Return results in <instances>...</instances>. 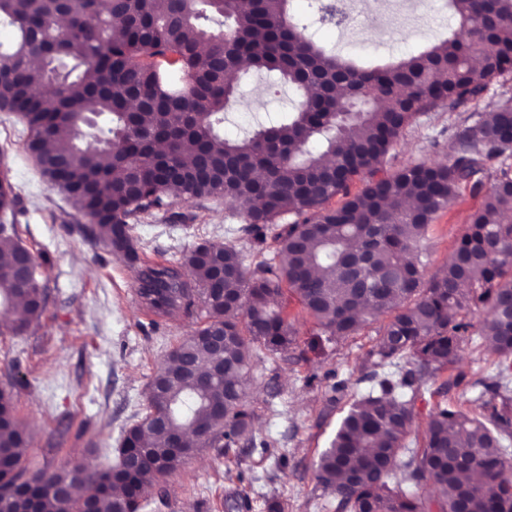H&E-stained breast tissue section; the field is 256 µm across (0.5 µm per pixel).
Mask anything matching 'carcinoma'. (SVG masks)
<instances>
[{
	"mask_svg": "<svg viewBox=\"0 0 512 512\" xmlns=\"http://www.w3.org/2000/svg\"><path fill=\"white\" fill-rule=\"evenodd\" d=\"M458 30L429 49L377 67L327 52L290 14L289 0H0V112L26 125L25 149L50 187L93 223L89 242L138 269L137 295L163 317L197 316L147 385L146 406L127 430L117 463L89 469L81 493L50 482L63 474L17 469L29 433L16 415L15 383L0 386V480L13 486L0 512H137L185 460L177 435L209 431L207 448H261L247 402L256 347L288 351L297 330L272 305L283 286L327 336L345 338L380 317L381 339L367 394L353 399L315 464L339 512H512V104L458 135L448 161L383 164L422 113L455 109L512 75V0H448ZM216 17L227 30L210 26ZM38 65L30 66L31 60ZM263 71L298 93L290 112L243 139L224 137L236 100L226 71ZM364 102L346 126L337 110ZM501 160L483 181L487 163ZM364 181L350 192L354 179ZM482 195L468 233L438 271L427 273L421 241L462 185ZM222 199L241 231L276 243V258L249 269L240 250L203 239L175 263L142 258L132 225L178 200ZM20 204L0 171V215ZM290 224L280 220L288 215ZM48 303L34 255L0 222V306L25 332ZM476 330L495 359L472 415L433 409L421 439L415 401L460 356ZM224 330V355L206 337ZM224 362L206 385L186 365ZM501 399V406L484 399ZM478 472L467 483L465 471ZM431 484L426 500L417 490Z\"/></svg>",
	"mask_w": 512,
	"mask_h": 512,
	"instance_id": "cac0c4a2",
	"label": "carcinoma"
}]
</instances>
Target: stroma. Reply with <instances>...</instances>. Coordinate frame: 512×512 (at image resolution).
<instances>
[{"mask_svg": "<svg viewBox=\"0 0 512 512\" xmlns=\"http://www.w3.org/2000/svg\"><path fill=\"white\" fill-rule=\"evenodd\" d=\"M291 8L316 42L361 65L408 57L456 28L436 0H379L375 13L356 11L342 28L318 23L311 0H292ZM241 91L240 102L225 114L229 138L244 136L294 100L285 88L269 93L256 74L243 76ZM510 98L512 80L491 85L478 105L417 115L391 150L388 169L447 160L456 132ZM26 138L17 117L0 112V165L20 198L18 238L42 259L49 299L45 313L22 335H13L8 319L0 317V384L12 377L21 381L14 401L30 433L24 467L51 473L108 468L124 431L146 404L151 376L198 321L181 313L158 318L141 306L135 269L84 237L85 219L42 178L24 148ZM480 202L464 187L437 215L422 242L429 271L448 261ZM241 225L240 217L225 213L223 202L193 200L142 218L133 236L159 262L177 261L202 238L234 245L251 265L272 255V244H257ZM281 303L295 322V343L288 355H269L257 365L249 394L255 433L272 441V449H200L163 479L145 512H225V502L235 500L242 502L241 512H270L275 500L285 512H336L335 499L313 476L314 466L344 408L370 386L368 354L379 343V326L330 340L292 293H284ZM482 376L471 344L463 343L458 362L417 400V424L440 404L478 413L471 396Z\"/></svg>", "mask_w": 512, "mask_h": 512, "instance_id": "1", "label": "stroma"}]
</instances>
